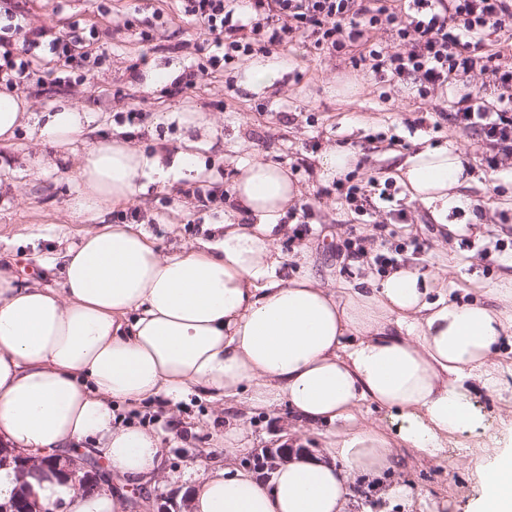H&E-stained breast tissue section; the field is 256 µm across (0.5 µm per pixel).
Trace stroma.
Returning <instances> with one entry per match:
<instances>
[{
  "label": "stroma",
  "mask_w": 512,
  "mask_h": 512,
  "mask_svg": "<svg viewBox=\"0 0 512 512\" xmlns=\"http://www.w3.org/2000/svg\"><path fill=\"white\" fill-rule=\"evenodd\" d=\"M21 8L33 32L96 27L106 54L86 81L58 84L45 73L25 91L31 111L39 115L63 101L90 112L87 137L58 148L23 127L10 144H0V254L9 258L19 277L57 286L58 252L76 244L84 230L114 223L119 205L108 206L95 219L73 216L69 202L79 190L76 171L87 150L117 136L132 147L163 155L187 136L204 142L194 170L149 185L131 206L134 225L162 251L196 247L223 219L252 223V216L230 201L203 205L194 191L213 183L232 187L241 164L263 159L289 169L303 191L289 207L286 221L305 224L306 231L288 233L279 242L283 253H306L305 262L289 265V275L308 272L333 287L360 280L361 267L336 251L354 226L369 254L398 251L403 262L447 271L463 286L512 273V254L496 253L483 261L461 244L465 238L483 244L491 230L512 239V207L504 197L512 183V160L489 169L480 136L462 132L448 118L453 101L464 92L481 90L488 100H496V88L486 87L479 72L432 90L435 109L427 113L409 86H393L353 69L347 54H328L296 42L281 52L288 68L272 87L245 89L248 64L239 61L198 76L194 89L176 94L168 83L146 87L144 78L170 65L185 74L203 60L196 50L201 30L183 15L179 0H23ZM133 108L143 114L140 124L118 122V113ZM193 112L205 113L211 131L187 125ZM448 144L463 152L473 178L460 190L462 204L448 210L454 231L445 235L431 209L410 200L394 174L423 146ZM336 147L348 148L356 157L350 176L368 188L364 214L351 210L333 184L318 177L319 159ZM471 403L482 426L446 445L448 464L418 458L405 448L398 454L394 481L408 483L432 500L447 501L444 512H470L477 500L480 489L466 462L491 446L504 422L512 419V377L501 392L475 387ZM114 416L156 433L166 449L163 475L146 485L122 481L110 472L91 443L77 451L76 477L89 474L104 486L124 484L126 512H187L198 461L241 464L243 453H230L224 446L225 421L240 422L256 452L277 447L286 437L313 453L321 446L319 427L294 421L287 410L271 415L242 405L224 409L193 391L173 408L157 402L136 413L119 408Z\"/></svg>",
  "instance_id": "35a3bbf8"
}]
</instances>
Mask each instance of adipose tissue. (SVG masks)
<instances>
[{
    "mask_svg": "<svg viewBox=\"0 0 512 512\" xmlns=\"http://www.w3.org/2000/svg\"><path fill=\"white\" fill-rule=\"evenodd\" d=\"M29 107L25 95L0 91V140L31 124L61 147L91 122L66 104L39 116ZM193 145L167 163L116 140L93 146L71 211L133 202L148 184L191 169ZM467 170L453 145L425 147L399 167L411 200L439 219L460 202ZM301 194L286 169L256 159L232 192L255 224H225L201 249L164 255L132 225L107 224L62 254L58 287L0 268V441L34 457L91 442L108 469L147 482L161 441L114 423V407L175 401L197 387L333 429L324 454L294 455L267 482L232 464L197 466L190 512H350L362 485L408 497L407 484L385 481L399 449L437 457L476 420L472 384L495 392L512 376V275L464 288L403 266L336 289L283 276L275 243ZM366 405L401 419L399 430L364 422ZM502 441L491 458L468 462L477 512H512V425ZM29 481L45 512H122V492L88 491L62 472Z\"/></svg>",
    "mask_w": 512,
    "mask_h": 512,
    "instance_id": "obj_1",
    "label": "adipose tissue"
}]
</instances>
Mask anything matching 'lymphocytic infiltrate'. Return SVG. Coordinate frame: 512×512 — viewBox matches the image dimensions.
I'll return each instance as SVG.
<instances>
[{
  "label": "lymphocytic infiltrate",
  "mask_w": 512,
  "mask_h": 512,
  "mask_svg": "<svg viewBox=\"0 0 512 512\" xmlns=\"http://www.w3.org/2000/svg\"><path fill=\"white\" fill-rule=\"evenodd\" d=\"M182 11L200 23L199 45L212 68L247 60L250 35H262V53L287 50L300 38L329 53L355 49L356 64L368 65L383 82L413 84L419 97L471 72L512 88V56L492 49L490 33L512 30V0H181ZM394 32L399 51L378 48L371 33ZM51 57L62 72L86 70L88 54H75L65 32L29 35L11 0H0V74L10 84H30L41 60ZM452 117L464 131L479 132L490 149L485 161L497 168L512 158V96L488 101L469 92L454 103Z\"/></svg>",
  "instance_id": "obj_1"
}]
</instances>
